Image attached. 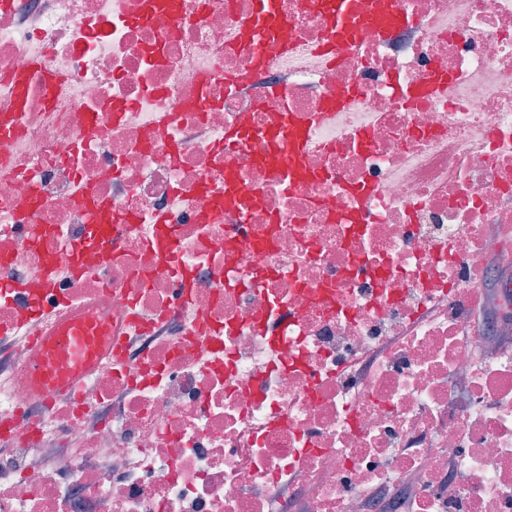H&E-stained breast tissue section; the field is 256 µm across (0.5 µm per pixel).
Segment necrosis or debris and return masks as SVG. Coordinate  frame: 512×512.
Here are the masks:
<instances>
[{
    "instance_id": "obj_1",
    "label": "necrosis or debris",
    "mask_w": 512,
    "mask_h": 512,
    "mask_svg": "<svg viewBox=\"0 0 512 512\" xmlns=\"http://www.w3.org/2000/svg\"><path fill=\"white\" fill-rule=\"evenodd\" d=\"M255 7H0V339L112 328L66 393L13 349L0 512H512V0ZM259 10L255 21L252 23L251 49L260 53L263 49L264 36L268 33L274 22L273 13L270 10L272 0H259ZM351 5V0L329 1V13L336 42L347 40L354 33L351 24ZM291 125L294 127V129L288 134H283V124L277 121L275 126L272 128V131L283 139V144L288 150L289 161L292 164H296L303 151L304 137L301 130L299 129L301 126L293 125L292 123Z\"/></svg>"
}]
</instances>
